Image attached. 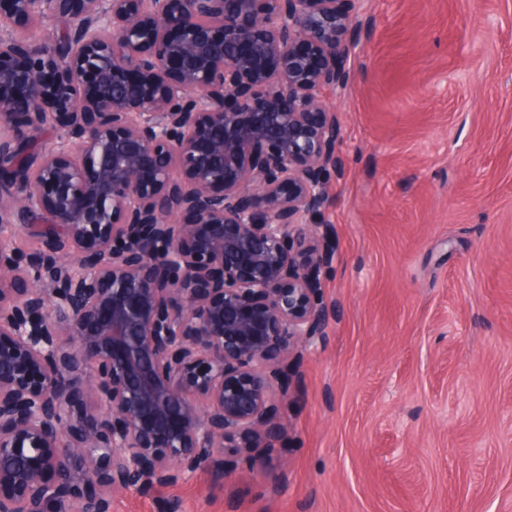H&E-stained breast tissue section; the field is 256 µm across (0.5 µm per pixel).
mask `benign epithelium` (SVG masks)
I'll use <instances>...</instances> for the list:
<instances>
[{"mask_svg": "<svg viewBox=\"0 0 512 512\" xmlns=\"http://www.w3.org/2000/svg\"><path fill=\"white\" fill-rule=\"evenodd\" d=\"M355 2L0 0V512H112L285 435L336 319Z\"/></svg>", "mask_w": 512, "mask_h": 512, "instance_id": "7a95c632", "label": "benign epithelium"}]
</instances>
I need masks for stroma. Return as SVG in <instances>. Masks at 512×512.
<instances>
[{
    "instance_id": "35a3bbf8",
    "label": "stroma",
    "mask_w": 512,
    "mask_h": 512,
    "mask_svg": "<svg viewBox=\"0 0 512 512\" xmlns=\"http://www.w3.org/2000/svg\"><path fill=\"white\" fill-rule=\"evenodd\" d=\"M327 94L338 316L262 467L112 512H512V0H357Z\"/></svg>"
}]
</instances>
